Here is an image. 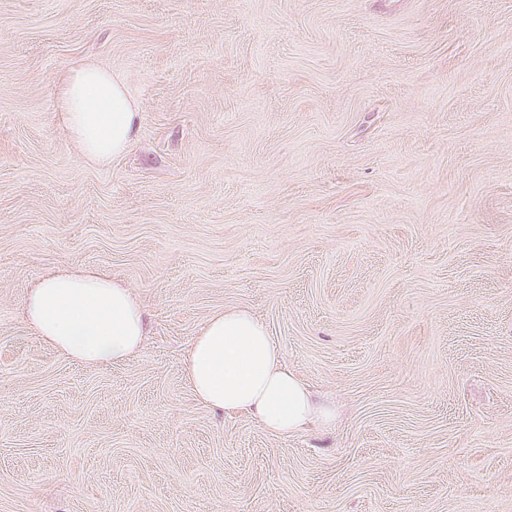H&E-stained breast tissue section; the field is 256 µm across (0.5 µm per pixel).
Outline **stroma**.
Returning <instances> with one entry per match:
<instances>
[{"mask_svg":"<svg viewBox=\"0 0 512 512\" xmlns=\"http://www.w3.org/2000/svg\"><path fill=\"white\" fill-rule=\"evenodd\" d=\"M85 61L141 112L104 167L57 110ZM80 267L131 359L29 329ZM231 309L332 421L197 401ZM0 512H512V0H0ZM25 309L36 336L86 364L126 361L145 336L141 305L127 288L97 271L49 275L31 289Z\"/></svg>","mask_w":512,"mask_h":512,"instance_id":"stroma-1","label":"stroma"}]
</instances>
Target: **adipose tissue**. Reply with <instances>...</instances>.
I'll use <instances>...</instances> for the list:
<instances>
[{"label": "adipose tissue", "instance_id": "adipose-tissue-1", "mask_svg": "<svg viewBox=\"0 0 512 512\" xmlns=\"http://www.w3.org/2000/svg\"><path fill=\"white\" fill-rule=\"evenodd\" d=\"M58 105L68 139L87 162L109 164L137 135L140 114L130 89L95 64H80L65 75ZM25 309L36 336L86 364L130 359L145 334L141 305L127 288L97 271L49 275L31 289ZM184 372L198 401L229 414L248 413L279 436L332 417L288 369L265 324L246 310L210 317L191 343Z\"/></svg>", "mask_w": 512, "mask_h": 512}]
</instances>
